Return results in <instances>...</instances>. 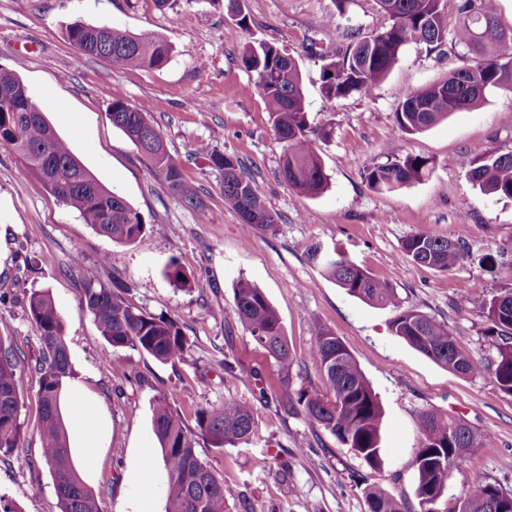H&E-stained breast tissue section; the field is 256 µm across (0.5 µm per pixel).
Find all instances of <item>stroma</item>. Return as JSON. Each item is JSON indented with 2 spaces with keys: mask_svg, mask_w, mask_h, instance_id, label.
I'll use <instances>...</instances> for the list:
<instances>
[{
  "mask_svg": "<svg viewBox=\"0 0 512 512\" xmlns=\"http://www.w3.org/2000/svg\"><path fill=\"white\" fill-rule=\"evenodd\" d=\"M247 26L221 5L158 7L155 0H0V68L17 69L32 100L82 163L137 209L145 233L133 244L112 242L49 193L0 145V341L26 362L17 372L23 395L18 455L0 454V496L13 512H60L54 479L41 460L38 376L32 365L41 341L28 313L32 290L49 289L64 323L74 371L68 390H81L101 433L89 439L69 427L72 458L97 494L101 512H134L141 500L132 474L147 464L156 512H164L161 451L152 431V405L166 396L187 425L202 406L224 400L254 409L250 443L196 445L198 457L234 496L230 512H368L364 489L375 486L421 512L413 466L420 446L417 418L433 409L468 423L482 436L449 479L439 504L448 512L461 494L484 482L512 491V395L490 374L460 376L437 365L389 329L391 309L353 297L309 262L312 242L341 250L355 264L389 282L398 296L445 322L475 360L494 362L484 338L482 303L501 284L498 273L466 263L442 272L414 264L401 250L409 235L462 239L473 249L512 248V200L481 194L469 178L477 156L512 151V92L493 90L484 104L453 113L415 134L395 128L403 91L447 78L459 60L449 48L406 47L372 93L330 100L322 93L324 58L310 41L332 29L336 42L369 36L390 20L376 0H350L338 15L332 0H243ZM75 22L113 25L172 44L156 70L115 69L102 59L77 62L66 40ZM268 42L297 61L311 127L328 126L316 151L328 176L314 198L290 188L280 174L284 147L254 72L242 61L247 44ZM25 63H18L19 54ZM154 102L153 124L182 170L183 189H170L109 116L112 101ZM239 158L262 186L277 222L242 241L238 213L224 201L223 178L209 153ZM431 162L410 187L373 190L365 171L394 153ZM107 257L104 280L127 282L128 301L143 311L179 319L190 340L185 359L162 363L147 353L111 349L82 308L74 254ZM177 261L191 285L173 286L164 274ZM247 280L278 311L294 362L291 392L321 389L306 357L315 325L330 329L356 357L383 409L380 468L342 445L304 413L284 411L279 368L233 315V288ZM470 302L457 305V290ZM233 372H225V363ZM28 465H21V458Z\"/></svg>",
  "mask_w": 512,
  "mask_h": 512,
  "instance_id": "35a3bbf8",
  "label": "stroma"
}]
</instances>
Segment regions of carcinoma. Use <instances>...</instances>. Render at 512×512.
<instances>
[{"label":"carcinoma","mask_w":512,"mask_h":512,"mask_svg":"<svg viewBox=\"0 0 512 512\" xmlns=\"http://www.w3.org/2000/svg\"><path fill=\"white\" fill-rule=\"evenodd\" d=\"M389 16L382 32L347 44L322 69L324 95L332 100L357 93H370L398 63L410 44L430 51L448 44L463 47L460 65L448 72V79L418 91L402 92L394 122L402 133L422 132L454 112L483 104L494 89L512 90V32L506 33L498 20V0H460L453 32H448L444 0H377ZM77 60L102 58L114 67L158 69L170 59L173 47L161 38L136 36L110 25L75 22L66 29ZM242 63L256 73L255 89L265 100L278 139L284 143L281 173L297 192L316 197L328 185V176L315 149L318 138L331 130L308 124L306 99L296 60L269 43L248 44ZM151 109L143 104L112 102L108 116L146 156L153 171L174 190L182 187V172L166 150L163 137L150 123ZM0 145L10 147L22 164L66 206L98 233L121 244L136 242L146 231L141 214L122 196L104 186L76 156L72 148L50 125L32 101L28 87L15 70L0 68ZM212 167L222 172L224 201L242 218L249 238L276 223L267 206L262 187L245 174L239 159L221 153L209 154ZM430 170L425 157L394 155L366 169L365 178L376 191H392L421 181ZM470 179L486 195L512 199V152L480 155L474 160ZM402 252L417 265L451 271L465 263L508 270L512 280L509 250L475 253L462 240L450 241L414 234L401 244ZM320 244L308 250L309 259L325 276L365 302L390 307L393 335L448 371L461 376L482 373L485 366L464 352L459 337L448 324L437 321L418 307L405 303L395 289L350 261L338 251L323 250ZM80 269L83 307L107 343L114 349L133 348L160 362L184 359L190 349L183 325L171 315L149 314L131 304L124 294L129 285L121 280L105 281L99 268L106 258L90 262L72 258ZM178 287L187 284L181 267L170 261L164 270ZM28 309L41 351L34 364L39 375L38 426L42 459L55 481L60 512H99L96 493L82 479L69 449L61 401L73 376L64 322L49 291L35 290ZM483 314L487 327L483 335L492 339L498 358L490 373L501 391L512 395V283L504 284L485 300ZM233 313L254 341L267 351L280 369L281 404L291 411L302 410L313 424L328 430L370 467L382 464V407L357 359L327 328H314V342L308 357L320 369L323 390L288 391V370L293 356L283 334L277 311L265 294L240 280L234 288ZM20 355L0 341V453L17 451L22 436L18 417L20 394L16 370ZM422 444L416 453V495L423 512L436 508L437 496L448 487V466L461 464L470 450L481 445L480 436L463 420L424 411L417 419ZM152 426L167 478L165 512H228L233 497L224 479L196 454L197 438L215 447H237L255 434L253 407L247 402L226 399L224 404L195 411V427H188L169 400L160 396L152 407ZM369 512H407L404 502L385 491L365 490ZM449 512H512V493L486 482L456 498Z\"/></svg>","instance_id":"1"}]
</instances>
